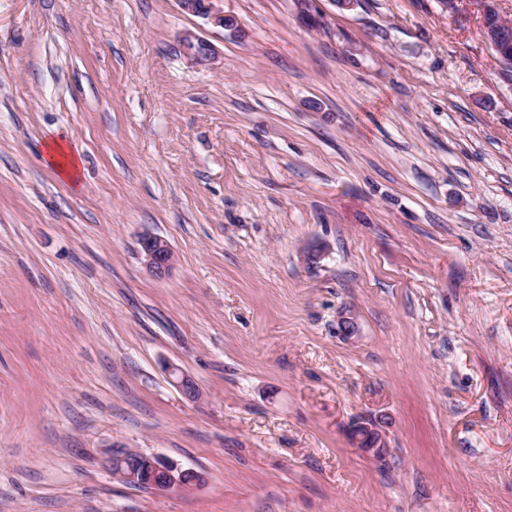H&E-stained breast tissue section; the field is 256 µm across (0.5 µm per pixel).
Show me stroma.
Segmentation results:
<instances>
[{
	"label": "stroma",
	"instance_id": "1",
	"mask_svg": "<svg viewBox=\"0 0 512 512\" xmlns=\"http://www.w3.org/2000/svg\"><path fill=\"white\" fill-rule=\"evenodd\" d=\"M222 6L0 0V512H512V80L479 0ZM122 449L204 481L128 485ZM181 8L189 13L202 15L216 26H229L230 18L224 16V9L219 8L214 2H222L221 0H178ZM44 163L58 177L70 183L78 182L82 167L81 159L75 154L68 141L61 136H51L44 143ZM141 252L148 272L156 278H165L174 266V252L170 244L159 236L148 235L141 240ZM358 426L360 434L355 437L356 445L373 457H383L388 450V441L386 433L380 429L378 423L370 421Z\"/></svg>",
	"mask_w": 512,
	"mask_h": 512
}]
</instances>
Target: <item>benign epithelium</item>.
<instances>
[{"label": "benign epithelium", "instance_id": "1", "mask_svg": "<svg viewBox=\"0 0 512 512\" xmlns=\"http://www.w3.org/2000/svg\"><path fill=\"white\" fill-rule=\"evenodd\" d=\"M181 8L189 13L202 15L216 26L226 27L229 18L224 10L216 5V0H179ZM484 36L490 47L501 53L509 47L512 40L509 34L495 22H484ZM184 46L188 53L199 61L212 58L210 45L192 37L185 39ZM141 252L148 272L156 278L169 275L174 266V252L170 244L159 236L148 235L141 240ZM168 370L177 376L176 384L184 396L189 399L199 397L196 384L185 375H177V369L170 366ZM360 434L356 435V445L376 458L383 457L388 450L386 433L378 423L370 421L359 424ZM108 468L112 474L123 482L142 486L151 490L164 491L178 489L189 491L200 485L202 477L195 471L182 470L170 461L145 455H133L127 451L112 454L108 460Z\"/></svg>", "mask_w": 512, "mask_h": 512}]
</instances>
